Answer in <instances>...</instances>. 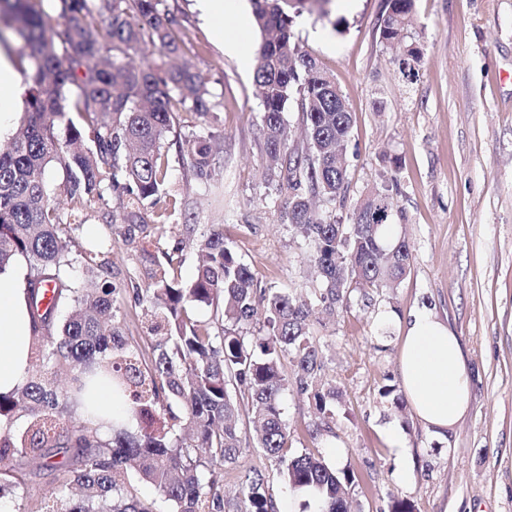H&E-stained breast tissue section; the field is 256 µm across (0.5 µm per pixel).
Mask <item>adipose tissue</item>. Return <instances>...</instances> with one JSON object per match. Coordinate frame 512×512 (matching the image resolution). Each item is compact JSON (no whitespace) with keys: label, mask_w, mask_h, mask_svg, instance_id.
<instances>
[{"label":"adipose tissue","mask_w":512,"mask_h":512,"mask_svg":"<svg viewBox=\"0 0 512 512\" xmlns=\"http://www.w3.org/2000/svg\"><path fill=\"white\" fill-rule=\"evenodd\" d=\"M204 19L212 21L218 41L236 56L245 42L225 31V15H239L238 0H198ZM22 76L11 53L0 49V134L15 118ZM32 328L27 288L17 263L0 271V394L13 392L30 364ZM402 381L418 417L439 432L452 430L470 401L469 377L458 336L431 312L413 315L400 353Z\"/></svg>","instance_id":"obj_1"}]
</instances>
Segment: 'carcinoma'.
<instances>
[{
    "label": "carcinoma",
    "instance_id": "carcinoma-1",
    "mask_svg": "<svg viewBox=\"0 0 512 512\" xmlns=\"http://www.w3.org/2000/svg\"><path fill=\"white\" fill-rule=\"evenodd\" d=\"M162 0H56V19L36 9L35 0H0V23L11 29L30 62V88L23 119L0 148V271L15 257L31 265L27 298L32 326L31 358L22 385L0 395V498H24L31 477L60 474L55 495L41 512H162L117 483L133 463L152 483L169 512H277L265 476L238 472L239 496L224 499L216 471L238 466L241 402L256 447L275 462L288 485L314 494L319 512H347L343 488L352 475L329 467L311 451L289 452L290 431L282 393L288 381L282 360H290L300 384L317 382L319 350L310 331L313 302L295 294L267 291L256 298L255 276L224 241V227L211 226L196 239L204 260L187 283L175 278L183 248L156 256L144 251L145 287L133 288L147 304L146 332L152 338L150 363L140 345L122 329L119 289L107 277L109 247L102 237L71 253V224L59 211L44 178L57 164L60 190L86 211L121 189L126 219L136 223L147 200L168 192V163L162 144L177 125L174 107L204 116L219 107L201 74L185 64L163 70L132 54L149 43L170 55L178 51L158 6ZM263 43L254 83L263 106L264 161L279 189L288 192V223L310 239L312 258L322 274L316 303L329 313L347 300L348 290L392 288L410 269L412 253L404 238H388L392 202L377 188L353 209L351 223L338 224L317 212L309 197L326 203L346 195V150L350 112L336 82L292 40L296 14L326 15L330 0H250ZM381 38L404 35L413 0H388ZM298 95L306 143L292 140L283 114ZM71 101L81 118L65 112ZM66 125L65 139L57 127ZM211 133L185 141L187 159L200 178L211 173ZM53 291L48 309L39 305L45 287ZM264 311V336L240 329ZM68 308L61 320L58 306ZM213 308L206 323L197 306ZM66 372V383L56 381ZM112 386L122 408L112 415L105 438L89 413L61 428L76 395L92 373ZM156 427L132 430L131 423L154 420ZM25 427L16 429L18 420Z\"/></svg>",
    "mask_w": 512,
    "mask_h": 512
}]
</instances>
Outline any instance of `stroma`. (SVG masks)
<instances>
[{
  "label": "stroma",
  "instance_id": "35a3bbf8",
  "mask_svg": "<svg viewBox=\"0 0 512 512\" xmlns=\"http://www.w3.org/2000/svg\"><path fill=\"white\" fill-rule=\"evenodd\" d=\"M182 58L196 65L216 116L180 111L167 137L170 190L140 213L144 235L127 242L126 199L110 192L112 225L91 212L71 234L79 251L91 232L111 235L109 278L143 283V251L172 248L197 232L224 227L230 247L255 274L259 289L314 295L320 283L309 240L288 224L287 196L263 167V108L253 74L262 38L254 24L243 37L247 58L227 53L195 0H162ZM386 0L331 5L330 14L303 13L294 40L335 81L351 114L349 186L337 221L349 223L355 203L388 186L393 234L406 238L413 259L393 288H355L335 316L313 322L323 363L319 388L334 391L329 415L284 362L282 404L291 452H318L353 477L351 512H390L392 499L414 512H512V0H415L401 44L382 41ZM343 20L345 31L333 28ZM420 52L404 74V50ZM221 133L210 179H199L184 157L183 139ZM164 224L156 232V224ZM418 310L433 312L459 337L471 378L470 407L447 433L430 429L411 403L400 371L403 325ZM395 389L382 396L383 387ZM239 464L268 479L279 512H317L255 448L239 423ZM395 432L407 448L398 460L386 442Z\"/></svg>",
  "mask_w": 512,
  "mask_h": 512
}]
</instances>
